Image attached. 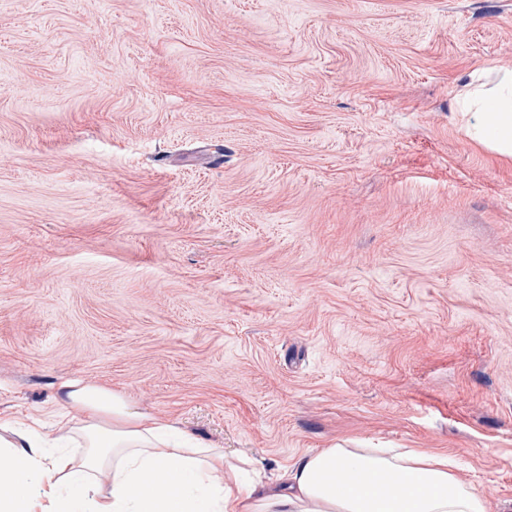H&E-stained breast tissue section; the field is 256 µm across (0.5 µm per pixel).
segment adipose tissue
<instances>
[{"mask_svg": "<svg viewBox=\"0 0 512 512\" xmlns=\"http://www.w3.org/2000/svg\"><path fill=\"white\" fill-rule=\"evenodd\" d=\"M467 135L512 160V70L464 86ZM57 397L78 408L74 450L0 419V512H488L448 456L331 446L299 457L279 485L241 483L223 449L174 423L145 421L122 394L78 379Z\"/></svg>", "mask_w": 512, "mask_h": 512, "instance_id": "1", "label": "adipose tissue"}]
</instances>
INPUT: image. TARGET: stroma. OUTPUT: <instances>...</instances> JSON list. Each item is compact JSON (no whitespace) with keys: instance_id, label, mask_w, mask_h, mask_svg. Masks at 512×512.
I'll use <instances>...</instances> for the list:
<instances>
[{"instance_id":"obj_1","label":"stroma","mask_w":512,"mask_h":512,"mask_svg":"<svg viewBox=\"0 0 512 512\" xmlns=\"http://www.w3.org/2000/svg\"><path fill=\"white\" fill-rule=\"evenodd\" d=\"M512 0H0V416L66 378L253 460L420 448L512 512ZM486 82L464 86L459 101L471 112L466 134L501 159L512 160V70L485 73Z\"/></svg>"}]
</instances>
